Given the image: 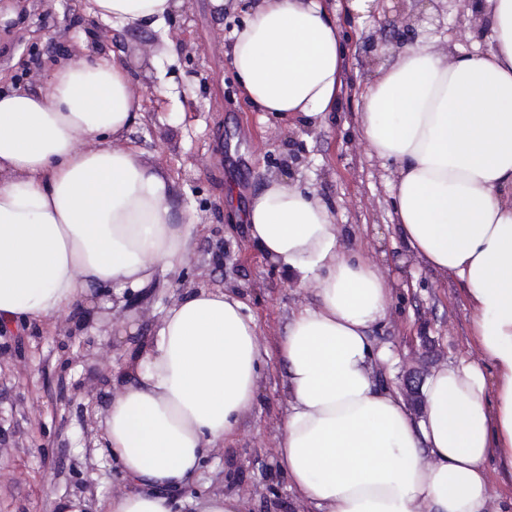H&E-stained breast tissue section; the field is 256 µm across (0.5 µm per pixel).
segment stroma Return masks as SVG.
Listing matches in <instances>:
<instances>
[{"instance_id":"obj_1","label":"stroma","mask_w":512,"mask_h":512,"mask_svg":"<svg viewBox=\"0 0 512 512\" xmlns=\"http://www.w3.org/2000/svg\"><path fill=\"white\" fill-rule=\"evenodd\" d=\"M0 19V86L44 90L48 62L77 60L93 50L126 62L135 90L150 105L129 141L145 162L173 181L177 206L196 221L193 254L178 280L154 288L123 313L132 337L112 341V362L124 363L144 342L163 308L186 290L239 292L258 323L264 365L255 407L232 441L215 449L206 468L179 494L180 512L209 494L234 493L240 512H308L288 489L274 450L288 409L286 370L278 345L294 310L313 303L312 288L288 281L252 244L241 221L267 174L283 172L310 186L333 207L344 245L376 264L393 290L376 346L399 360L398 379L427 376L467 353L471 310L458 283L442 279L410 257L396 227L393 165L375 156L357 127L360 101L343 93L323 125L310 126L255 111L239 92L229 64L232 30L244 20L241 0H180L166 31L122 28L95 18L86 0H15ZM421 0H407L399 24L417 23L419 40L434 49L474 51L479 31L471 6L453 9L442 28L422 20ZM345 48L343 79L361 85L365 53L354 34L376 30L371 18L337 15ZM102 344L103 331L74 339L60 329L0 335V512H54L55 500L75 492L82 477L96 495L131 491L118 466L87 448L81 388L96 386L104 366L82 357L84 340Z\"/></svg>"}]
</instances>
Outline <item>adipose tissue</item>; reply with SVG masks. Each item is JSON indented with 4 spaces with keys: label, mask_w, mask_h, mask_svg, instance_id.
<instances>
[{
    "label": "adipose tissue",
    "mask_w": 512,
    "mask_h": 512,
    "mask_svg": "<svg viewBox=\"0 0 512 512\" xmlns=\"http://www.w3.org/2000/svg\"><path fill=\"white\" fill-rule=\"evenodd\" d=\"M179 0H91L94 17L160 27ZM372 0H251L230 65L259 112L308 123L335 112L344 51L335 9ZM484 52L408 46L360 93L359 129L393 163L407 251L464 288L476 358L420 387L418 411L376 381L392 355L369 332L391 290L347 250L316 190L269 174L244 219L289 281L315 289L279 345L288 411L276 450L295 498L314 512H484L488 460L512 477V0H475ZM143 116L134 77L100 54L52 67L43 93L0 91V331L56 323L75 305L124 296L183 268L196 222L173 182L124 140ZM257 321L241 296L199 287L163 310L119 369L95 444L134 492L97 512H174L175 495L254 406Z\"/></svg>",
    "instance_id": "ef3b65f1"
}]
</instances>
